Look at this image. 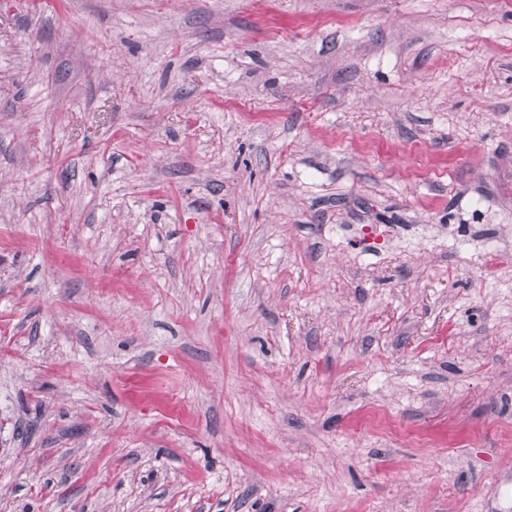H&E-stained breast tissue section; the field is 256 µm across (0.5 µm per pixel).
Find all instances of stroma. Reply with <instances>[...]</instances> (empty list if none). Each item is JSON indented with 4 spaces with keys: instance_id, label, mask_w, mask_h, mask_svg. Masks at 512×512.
I'll use <instances>...</instances> for the list:
<instances>
[{
    "instance_id": "obj_1",
    "label": "stroma",
    "mask_w": 512,
    "mask_h": 512,
    "mask_svg": "<svg viewBox=\"0 0 512 512\" xmlns=\"http://www.w3.org/2000/svg\"><path fill=\"white\" fill-rule=\"evenodd\" d=\"M0 512H512V6L0 0Z\"/></svg>"
}]
</instances>
